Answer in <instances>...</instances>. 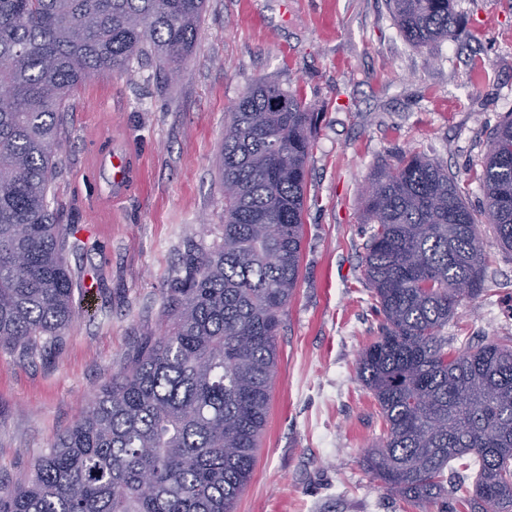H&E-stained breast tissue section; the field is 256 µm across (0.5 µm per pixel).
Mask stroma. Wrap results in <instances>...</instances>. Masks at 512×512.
I'll return each mask as SVG.
<instances>
[{
    "instance_id": "obj_1",
    "label": "stroma",
    "mask_w": 512,
    "mask_h": 512,
    "mask_svg": "<svg viewBox=\"0 0 512 512\" xmlns=\"http://www.w3.org/2000/svg\"><path fill=\"white\" fill-rule=\"evenodd\" d=\"M457 41L420 49L387 0H206L177 78L155 63L89 79L61 125L53 195L72 228L77 319L27 355L0 349V484L36 459L160 334L187 254L224 239L218 158L228 113L258 81L314 114L299 284L278 338L277 379L251 480L234 512H441L390 496L362 466L383 425L357 374L379 332L362 255L370 174L417 153L456 176L481 212L493 128L512 113V0H453ZM138 158L141 181L112 209L92 206L106 173L84 175L93 135ZM483 292L444 329L455 348L512 334V257L483 229Z\"/></svg>"
}]
</instances>
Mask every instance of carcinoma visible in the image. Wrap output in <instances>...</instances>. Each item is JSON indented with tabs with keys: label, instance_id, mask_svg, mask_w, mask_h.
Returning <instances> with one entry per match:
<instances>
[{
	"label": "carcinoma",
	"instance_id": "carcinoma-1",
	"mask_svg": "<svg viewBox=\"0 0 512 512\" xmlns=\"http://www.w3.org/2000/svg\"><path fill=\"white\" fill-rule=\"evenodd\" d=\"M389 8L415 48L459 36L450 0ZM204 10L205 0H0V349L28 352L75 318L71 230L48 202L73 92L139 58L179 68ZM311 119L272 83L240 98L218 161L223 243L187 256L163 334L146 337L25 483L0 487V512H234L298 283ZM370 183L363 265L383 323L359 374L385 428L365 469L387 493L419 502L442 495L448 464L470 457L467 512H512V336L458 350L442 334L483 290L479 224L455 177L425 157L385 164ZM481 183L487 224L511 255L512 113L491 132ZM458 490L446 491L442 512H458Z\"/></svg>",
	"mask_w": 512,
	"mask_h": 512
}]
</instances>
